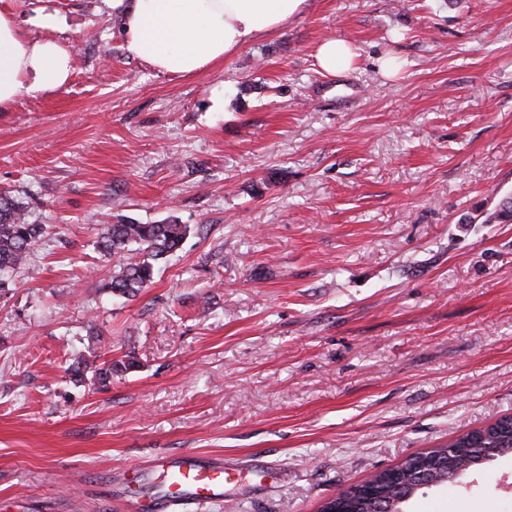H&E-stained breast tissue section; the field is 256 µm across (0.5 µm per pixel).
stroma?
Here are the masks:
<instances>
[{
  "mask_svg": "<svg viewBox=\"0 0 512 512\" xmlns=\"http://www.w3.org/2000/svg\"><path fill=\"white\" fill-rule=\"evenodd\" d=\"M38 6L73 73L0 112V192L46 228L0 275V512H134L184 454L268 469L193 512H317L512 416V224L460 221L512 193V0H311L191 77L129 57L112 0ZM121 219L190 227L129 298ZM105 352L132 368L68 374ZM402 509L512 512V455ZM314 57L322 73L336 76L352 69L357 54L343 40L325 39L315 48Z\"/></svg>",
  "mask_w": 512,
  "mask_h": 512,
  "instance_id": "stroma-1",
  "label": "stroma"
}]
</instances>
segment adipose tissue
Wrapping results in <instances>:
<instances>
[{
	"label": "adipose tissue",
	"instance_id": "1",
	"mask_svg": "<svg viewBox=\"0 0 512 512\" xmlns=\"http://www.w3.org/2000/svg\"><path fill=\"white\" fill-rule=\"evenodd\" d=\"M309 0H112L128 55L160 73L197 75L224 62L262 35L302 14ZM315 62L324 74L352 69L357 54L340 39L320 42ZM71 51L23 30L13 0H0V111L24 94L41 96L64 86Z\"/></svg>",
	"mask_w": 512,
	"mask_h": 512
}]
</instances>
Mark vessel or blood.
Returning a JSON list of instances; mask_svg holds the SVG:
<instances>
[{
    "label": "vessel or blood",
    "mask_w": 512,
    "mask_h": 512,
    "mask_svg": "<svg viewBox=\"0 0 512 512\" xmlns=\"http://www.w3.org/2000/svg\"><path fill=\"white\" fill-rule=\"evenodd\" d=\"M155 465L164 475L165 489L152 505V512H172L176 507L223 501L225 493L237 485L243 474L238 466H202L188 456L176 463L160 456Z\"/></svg>",
    "instance_id": "obj_1"
}]
</instances>
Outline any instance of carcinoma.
I'll return each instance as SVG.
<instances>
[{
	"label": "carcinoma",
	"instance_id": "obj_1",
	"mask_svg": "<svg viewBox=\"0 0 512 512\" xmlns=\"http://www.w3.org/2000/svg\"><path fill=\"white\" fill-rule=\"evenodd\" d=\"M484 224H512V195L505 196L491 209L479 214ZM190 231L187 224L171 220L164 224H106L98 238L99 249L114 256L130 252L134 255L118 263L103 289L120 297H134L152 282L155 268L176 252ZM43 234V226L32 224L26 210L8 197H0V273H7L27 264L30 253ZM131 362L107 359L101 363L81 357L72 364V375L83 382L91 378L97 384L112 379V372L128 370ZM485 438L479 445L466 433L448 441V444L428 451L441 455L442 466L425 477L433 487H442L457 481L461 474L478 466L476 454L491 448L499 455L512 454V425L496 421L484 427ZM416 493L411 479L386 486L388 512H401L400 505Z\"/></svg>",
	"mask_w": 512,
	"mask_h": 512
}]
</instances>
